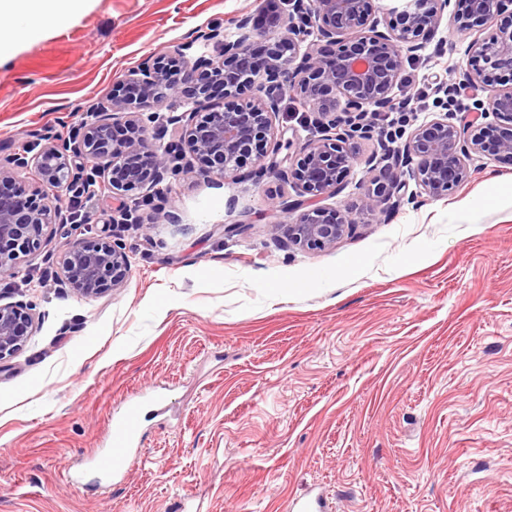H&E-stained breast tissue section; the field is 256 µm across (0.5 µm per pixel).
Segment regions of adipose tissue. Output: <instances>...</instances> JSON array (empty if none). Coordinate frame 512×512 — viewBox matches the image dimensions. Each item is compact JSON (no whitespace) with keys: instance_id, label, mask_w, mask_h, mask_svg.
Wrapping results in <instances>:
<instances>
[{"instance_id":"adipose-tissue-1","label":"adipose tissue","mask_w":512,"mask_h":512,"mask_svg":"<svg viewBox=\"0 0 512 512\" xmlns=\"http://www.w3.org/2000/svg\"><path fill=\"white\" fill-rule=\"evenodd\" d=\"M90 0H0V58L22 43L42 36L47 27L68 26Z\"/></svg>"}]
</instances>
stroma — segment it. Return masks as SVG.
I'll return each instance as SVG.
<instances>
[{
	"instance_id": "obj_1",
	"label": "stroma",
	"mask_w": 512,
	"mask_h": 512,
	"mask_svg": "<svg viewBox=\"0 0 512 512\" xmlns=\"http://www.w3.org/2000/svg\"><path fill=\"white\" fill-rule=\"evenodd\" d=\"M286 0H91L70 25L0 59V158L40 149L94 120L148 59L258 18L261 52ZM478 31L441 26L401 87L454 78ZM310 109L283 94L273 118L289 145L318 139ZM344 190L323 206L356 213L335 246L286 247L278 176L222 178L179 160L170 193L135 194L150 235L112 226V200L87 212L119 232L122 288L57 287L51 234L0 278V304L31 305L36 328L0 364V512H291L309 491L331 512H512V206L484 205L512 161L474 159L448 196L361 212L377 140L356 143ZM170 212L175 222L159 217ZM239 224L234 233L228 224ZM141 400L142 441L121 482L100 475L112 421Z\"/></svg>"
}]
</instances>
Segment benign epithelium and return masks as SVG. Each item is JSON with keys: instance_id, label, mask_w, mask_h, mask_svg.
<instances>
[{"instance_id": "7a95c632", "label": "benign epithelium", "mask_w": 512, "mask_h": 512, "mask_svg": "<svg viewBox=\"0 0 512 512\" xmlns=\"http://www.w3.org/2000/svg\"><path fill=\"white\" fill-rule=\"evenodd\" d=\"M463 23L491 32L474 41L467 67L458 77L439 84L436 105L441 117L424 123L398 146L393 172L379 168L363 186L362 210L387 217L403 202L411 179L431 199L448 194L468 176L475 157L512 160V14L508 0H463ZM288 28L268 39L265 62L256 63L250 48L254 18L235 20L237 38L210 28L198 38L219 47L218 59L191 62V44L130 71L112 89L98 117L68 138L45 135L34 155L28 151L0 159V276H12L19 260L36 251L49 226L65 224L61 216L63 189L100 181L117 196L145 186L161 193L162 183L176 169L173 150L183 143L188 152L221 177L231 176L248 162L261 179L268 145L274 140L272 118L280 93L289 89L314 110L322 130L319 140L300 148L279 175L291 181L298 198L282 204L289 223L278 224L291 246L326 248L336 244L356 223L346 212L319 202L340 193L357 162L354 141L370 140L375 127L368 114L385 112L396 100L405 60L420 56L444 21L448 0H410L393 16L375 15L374 0H288ZM224 98H245L244 105L215 109V90ZM180 98L192 108L173 115L174 141L167 151L148 148L142 108ZM465 112L470 120L458 119ZM123 125L125 138L112 129ZM34 170L37 186L27 194L15 187L20 170ZM58 283L82 296H99L124 283L131 264L124 245L89 234L66 245L60 256ZM35 325L31 308L0 305V361L18 355Z\"/></svg>"}]
</instances>
